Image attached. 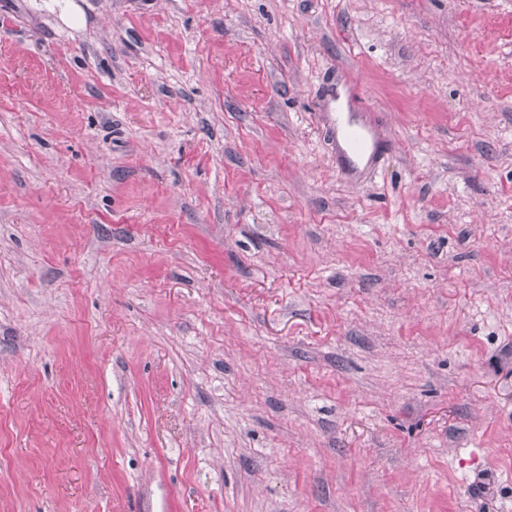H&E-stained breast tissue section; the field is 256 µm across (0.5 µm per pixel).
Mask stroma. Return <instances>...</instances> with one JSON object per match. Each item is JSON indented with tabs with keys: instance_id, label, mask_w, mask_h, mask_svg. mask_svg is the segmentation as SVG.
I'll return each mask as SVG.
<instances>
[{
	"instance_id": "1",
	"label": "stroma",
	"mask_w": 512,
	"mask_h": 512,
	"mask_svg": "<svg viewBox=\"0 0 512 512\" xmlns=\"http://www.w3.org/2000/svg\"><path fill=\"white\" fill-rule=\"evenodd\" d=\"M140 490L512 512V0H0V512ZM332 125L336 131L340 173L350 176L358 169H373L378 161L373 128L363 122L355 112H336V119ZM340 140L345 144V148L339 146Z\"/></svg>"
}]
</instances>
